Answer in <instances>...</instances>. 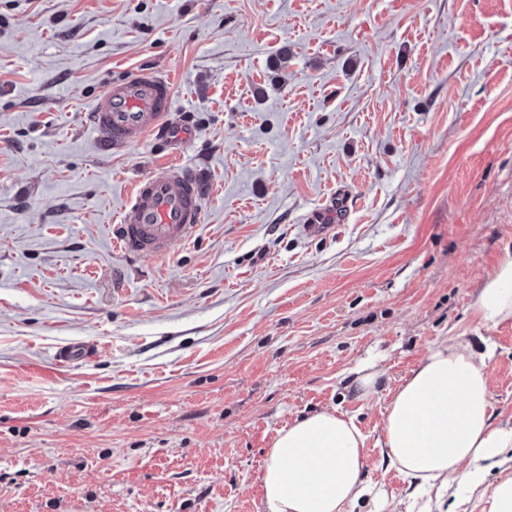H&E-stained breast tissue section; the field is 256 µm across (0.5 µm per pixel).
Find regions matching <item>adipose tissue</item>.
<instances>
[{
	"mask_svg": "<svg viewBox=\"0 0 512 512\" xmlns=\"http://www.w3.org/2000/svg\"><path fill=\"white\" fill-rule=\"evenodd\" d=\"M473 310L493 329L512 320V255L478 288ZM490 352L452 341L432 348L394 391L379 438L390 467L416 486L461 502L512 512V476L488 485L490 469L512 468V424L495 423L486 373ZM366 437L336 409L278 430L264 460L267 512H354L390 502L363 479Z\"/></svg>",
	"mask_w": 512,
	"mask_h": 512,
	"instance_id": "1",
	"label": "adipose tissue"
}]
</instances>
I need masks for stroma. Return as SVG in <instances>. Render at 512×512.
I'll return each instance as SVG.
<instances>
[{
    "label": "stroma",
    "mask_w": 512,
    "mask_h": 512,
    "mask_svg": "<svg viewBox=\"0 0 512 512\" xmlns=\"http://www.w3.org/2000/svg\"><path fill=\"white\" fill-rule=\"evenodd\" d=\"M142 69L188 139L102 147L84 112ZM172 159L205 178L198 228L114 252ZM510 254L512 0H0V512H266L267 448L327 408L420 512L385 409L431 348L489 338L512 422V321L472 309ZM376 364L374 360H364L359 362L351 372L356 374L355 382L357 389L363 395L371 394L375 391L378 379L381 375L378 370H374Z\"/></svg>",
    "instance_id": "stroma-1"
}]
</instances>
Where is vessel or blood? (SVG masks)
Here are the masks:
<instances>
[{
  "label": "vessel or blood",
  "mask_w": 512,
  "mask_h": 512,
  "mask_svg": "<svg viewBox=\"0 0 512 512\" xmlns=\"http://www.w3.org/2000/svg\"><path fill=\"white\" fill-rule=\"evenodd\" d=\"M173 99L170 78L141 70L108 83L86 124L101 144L115 149L164 137ZM201 217L202 187L195 173L175 163L160 165L135 182L112 227V245L127 256L160 258L185 242Z\"/></svg>",
  "instance_id": "1"
}]
</instances>
